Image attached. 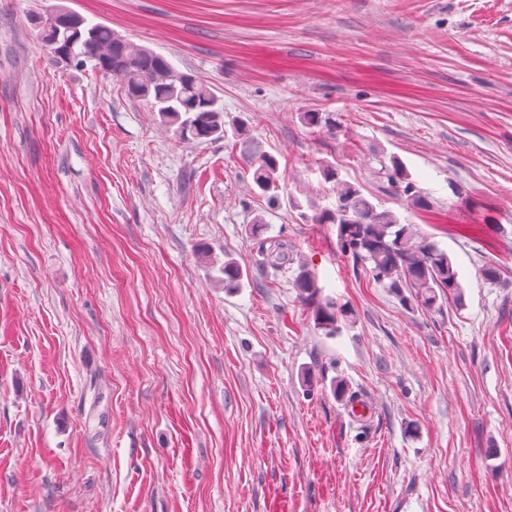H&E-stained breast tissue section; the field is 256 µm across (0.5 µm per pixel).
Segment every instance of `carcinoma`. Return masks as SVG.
<instances>
[{
  "label": "carcinoma",
  "mask_w": 512,
  "mask_h": 512,
  "mask_svg": "<svg viewBox=\"0 0 512 512\" xmlns=\"http://www.w3.org/2000/svg\"><path fill=\"white\" fill-rule=\"evenodd\" d=\"M69 47L74 66L90 64L116 78L127 96L149 102L161 121L178 126L183 137L205 141L227 133L224 108L207 84L193 73L176 70L164 56L116 35L109 26L85 24L69 36ZM244 156L254 184L270 201H277L279 177L274 156L257 147L246 149ZM323 175L336 183V203L316 209L311 223L335 225L341 253L351 256L406 303L434 310L450 299L462 300L463 286L448 251L418 235L415 225L401 223L392 211L380 208L358 188L342 181L335 168L324 169ZM386 175L405 202L427 205L398 160H392ZM268 229L261 218L249 225L250 234L260 244L262 271L276 276L287 269L290 257L283 243L264 237ZM221 273L224 291L231 293L243 286L245 272L234 258L225 257ZM295 287L312 308L317 329L326 336L338 335L341 323L350 315L348 309L323 297L315 274L308 270L298 273Z\"/></svg>",
  "instance_id": "obj_1"
}]
</instances>
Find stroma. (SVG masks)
Segmentation results:
<instances>
[{"mask_svg": "<svg viewBox=\"0 0 512 512\" xmlns=\"http://www.w3.org/2000/svg\"><path fill=\"white\" fill-rule=\"evenodd\" d=\"M57 5L207 83L278 204L236 134L181 139L55 61L28 18ZM328 166L448 251L463 302L404 305L310 223ZM0 512H512V0H0ZM252 179L262 194L267 195L273 203L278 200L279 177L277 161L271 154L257 147H249L244 152ZM386 175L389 185L397 195L404 198L406 203L417 207L427 205L425 196L417 189L416 184L410 180L409 175L398 160H392V167L387 170ZM268 229V224H265L262 218H257L249 226L250 234L260 244L259 254L262 259L259 260V263L262 266V271L270 276H277L288 269L287 266L292 259H290L288 251L284 250L283 243L263 238ZM267 243H270L269 248L266 247ZM221 273L224 275V277L220 279L221 283L224 285V291L231 293L238 288H242L245 272L240 263L233 257L225 256L224 267H222ZM301 299L312 308L315 326L323 331L325 336H337L340 333L341 323L348 321L351 313L345 305H339L336 300L321 295V287L314 273L301 270L295 279Z\"/></svg>", "mask_w": 512, "mask_h": 512, "instance_id": "stroma-1", "label": "stroma"}]
</instances>
